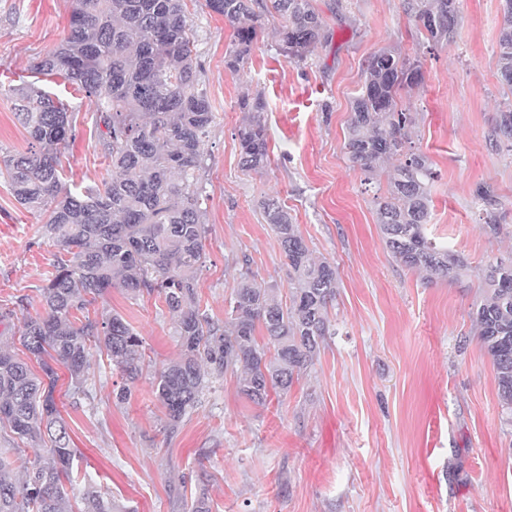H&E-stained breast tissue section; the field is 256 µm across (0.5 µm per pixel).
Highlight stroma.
Segmentation results:
<instances>
[{"instance_id":"stroma-1","label":"stroma","mask_w":512,"mask_h":512,"mask_svg":"<svg viewBox=\"0 0 512 512\" xmlns=\"http://www.w3.org/2000/svg\"><path fill=\"white\" fill-rule=\"evenodd\" d=\"M314 0L332 43L296 63L277 51L272 29L257 38L240 69L225 68L232 29L206 0H185L197 64L215 119L205 144L202 206L208 233L198 297L221 321L249 258L257 279L287 289L277 237L261 201L278 197L314 256L335 262L339 288L329 309L332 335L318 361L287 395L255 405L233 374L213 378L175 434L144 370L126 402V382L100 354L90 359L93 400L57 399L77 450L74 467L107 492L120 512H185L205 494L210 512H512V409L503 406L490 356L470 314L482 298L475 276L424 280L388 253L372 192L344 148L363 69L379 49L400 46L419 58L423 84L404 93L416 116L414 141L436 178L430 234L472 265L512 251V150L489 135L512 91L497 73L503 0H458L464 22L453 43L428 49L404 14L403 0ZM70 0H0V150H26L13 85L33 58L68 31ZM74 114L59 149L73 187L101 185L108 162L92 109L59 78H42ZM262 95L271 159L243 170L235 132L244 95ZM493 185L506 233L480 226L479 184ZM0 178V341L18 340L24 317L43 314L41 290L55 247ZM118 314L156 362L180 350L163 299L110 289L90 317Z\"/></svg>"}]
</instances>
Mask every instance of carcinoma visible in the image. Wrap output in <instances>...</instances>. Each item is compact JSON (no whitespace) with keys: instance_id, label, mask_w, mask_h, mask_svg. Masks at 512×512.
<instances>
[{"instance_id":"cac0c4a2","label":"carcinoma","mask_w":512,"mask_h":512,"mask_svg":"<svg viewBox=\"0 0 512 512\" xmlns=\"http://www.w3.org/2000/svg\"><path fill=\"white\" fill-rule=\"evenodd\" d=\"M233 28L224 57L241 69L256 38L273 20L280 52L305 61L333 33L312 0H206ZM404 11L429 46L454 39L463 22L457 0H404ZM196 38L184 0H71L69 33L54 50L30 63L32 73L57 77L93 105L98 144L112 167L102 186L71 190L62 182L57 151L72 137L68 105L35 84L12 89L14 111L31 139L25 153L0 156L16 201L46 217L42 237L58 249L55 274L43 287L45 313L24 320L19 341L41 373L0 344V512H114L112 500L74 469L76 450L58 409L57 367L66 369L73 402L93 399L92 350L135 383L145 364L143 339L121 316L87 315L109 289L135 298L156 294L175 317L180 344L175 360L155 371L166 410L163 428L175 433L198 402L210 376L232 370L239 393L256 405L288 392L307 374L330 335L328 308L336 298V265L315 259L288 209L277 198L262 202L288 269V300L241 266L224 323L201 309L197 276L205 259L207 225L200 202L204 139L214 115L202 88ZM498 74L512 91V13L498 37ZM423 81L420 60L395 48L369 57L362 93L354 100L344 148L369 182L395 157L383 197H375L377 223L391 257L426 277L457 280L471 269L461 253L427 234L435 177L428 158L414 150L415 116L399 106L400 92ZM248 118L239 126L240 164L248 171L270 161L261 96L241 100ZM512 143V107L501 111L490 134ZM475 197L482 227L503 233L498 196L487 183ZM483 298L471 318L491 357L499 396L512 407V254L477 270ZM82 317H76V313ZM43 444L29 458L26 445ZM81 480L80 500L66 485Z\"/></svg>"}]
</instances>
